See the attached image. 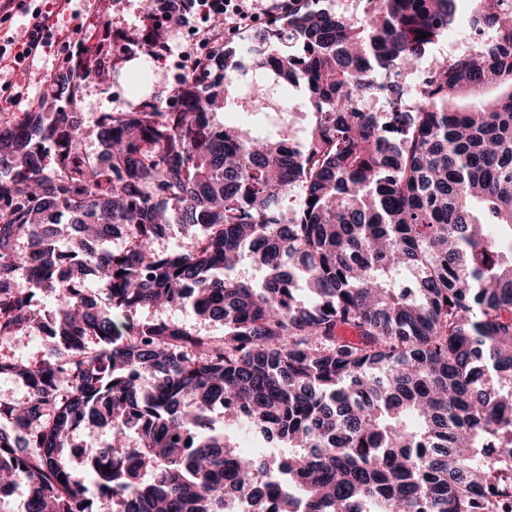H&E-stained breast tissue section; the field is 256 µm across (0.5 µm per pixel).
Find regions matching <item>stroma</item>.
Returning <instances> with one entry per match:
<instances>
[{
	"label": "stroma",
	"instance_id": "obj_1",
	"mask_svg": "<svg viewBox=\"0 0 512 512\" xmlns=\"http://www.w3.org/2000/svg\"><path fill=\"white\" fill-rule=\"evenodd\" d=\"M73 11L79 13L87 26L88 35H99L109 31L113 38L104 57L105 75L88 79L80 89L77 112L82 115L85 126H92L100 113L129 109L127 91L141 86L143 97L159 103L169 102L180 85V78L164 70L154 62L134 39L140 36L146 23L143 0H73ZM67 66L59 46H52L25 77L29 97L11 111L0 112V125L14 123L23 112L29 111L32 101L45 95L50 81ZM289 100L294 107L290 114L289 127H282L272 118L254 114L250 100H242L240 108L233 112L217 113V122L243 125L260 135L286 132L291 138H302L312 127L314 116L302 91L288 89ZM133 319L138 323L166 321L186 326L195 332L210 336H222V325L203 321L191 312L177 307L138 309Z\"/></svg>",
	"mask_w": 512,
	"mask_h": 512
}]
</instances>
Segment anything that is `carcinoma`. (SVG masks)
<instances>
[{"mask_svg": "<svg viewBox=\"0 0 512 512\" xmlns=\"http://www.w3.org/2000/svg\"><path fill=\"white\" fill-rule=\"evenodd\" d=\"M358 2L294 0L257 34L247 91L263 110L302 87L301 145L214 122L243 96L219 41L178 110L100 113L96 154L65 71L56 111L0 129V342L50 343L0 354L27 392L0 398V494L24 486V512H512V0ZM464 23L490 35L406 96ZM246 259L259 288L229 274ZM145 306L224 336L134 322ZM218 408L288 453L232 443ZM90 425L110 439L76 448ZM134 322L148 323L156 321L172 322L184 325L195 332H201L210 336H224V326L210 321H203L191 312L177 307L156 309L152 307L140 308L133 314ZM5 351L24 361L39 360L46 357V344L38 335L20 336L18 342H3Z\"/></svg>", "mask_w": 512, "mask_h": 512, "instance_id": "1", "label": "carcinoma"}]
</instances>
